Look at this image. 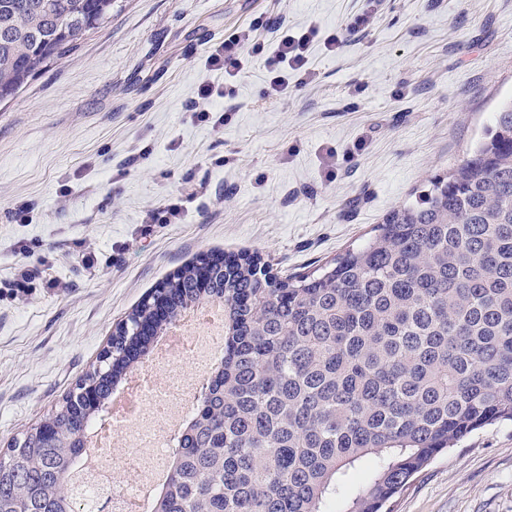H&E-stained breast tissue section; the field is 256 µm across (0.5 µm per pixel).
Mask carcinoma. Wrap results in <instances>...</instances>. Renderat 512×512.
Here are the masks:
<instances>
[{"label": "carcinoma", "instance_id": "carcinoma-1", "mask_svg": "<svg viewBox=\"0 0 512 512\" xmlns=\"http://www.w3.org/2000/svg\"><path fill=\"white\" fill-rule=\"evenodd\" d=\"M115 0H0V97ZM112 332L99 364L0 450V512H80L72 468L155 342L224 303V356L174 438L152 512H388L436 457L512 422V102L470 157L318 274L258 252L201 258ZM150 325V333L137 328Z\"/></svg>", "mask_w": 512, "mask_h": 512}]
</instances>
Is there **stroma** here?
Listing matches in <instances>:
<instances>
[{
    "instance_id": "obj_1",
    "label": "stroma",
    "mask_w": 512,
    "mask_h": 512,
    "mask_svg": "<svg viewBox=\"0 0 512 512\" xmlns=\"http://www.w3.org/2000/svg\"><path fill=\"white\" fill-rule=\"evenodd\" d=\"M116 0L62 62L0 102V448L96 366L113 328L203 253L312 272L470 153L512 101V0ZM266 47L317 28L312 77L269 99L208 52L256 17ZM340 38L327 51L329 35ZM221 127L189 104L200 83ZM181 202L180 224L150 212ZM31 203L27 223L15 209ZM26 292L13 283L21 269ZM392 512H512V423L438 456Z\"/></svg>"
}]
</instances>
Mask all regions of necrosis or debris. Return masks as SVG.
I'll use <instances>...</instances> for the list:
<instances>
[{
  "label": "necrosis or debris",
  "mask_w": 512,
  "mask_h": 512,
  "mask_svg": "<svg viewBox=\"0 0 512 512\" xmlns=\"http://www.w3.org/2000/svg\"><path fill=\"white\" fill-rule=\"evenodd\" d=\"M204 321L187 318L180 335L168 337L155 364L133 374L126 405L93 427L94 441L76 466L83 485L82 512H150L157 481L163 480L171 452L169 435L176 416H188L194 405L195 377L174 371L159 375L158 365H189L205 369L201 348ZM123 471L124 482L113 480Z\"/></svg>",
  "instance_id": "obj_1"
}]
</instances>
